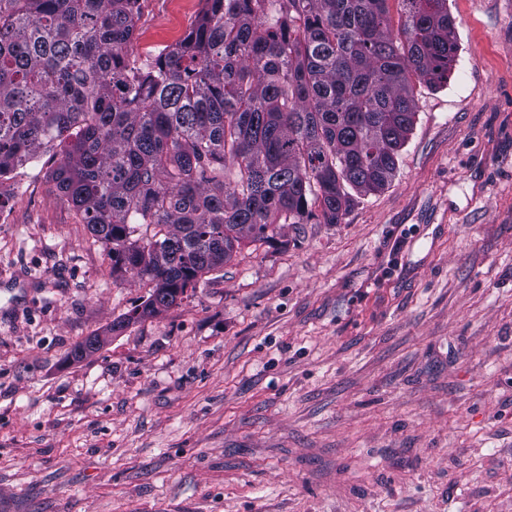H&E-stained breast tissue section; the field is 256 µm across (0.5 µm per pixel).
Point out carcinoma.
<instances>
[{"mask_svg":"<svg viewBox=\"0 0 512 512\" xmlns=\"http://www.w3.org/2000/svg\"><path fill=\"white\" fill-rule=\"evenodd\" d=\"M140 0H0V181L55 148L53 181L155 317L278 224H338L388 185L412 78L448 84L447 0H202L183 40L131 52Z\"/></svg>","mask_w":512,"mask_h":512,"instance_id":"cac0c4a2","label":"carcinoma"}]
</instances>
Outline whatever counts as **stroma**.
<instances>
[{"label":"stroma","instance_id":"stroma-1","mask_svg":"<svg viewBox=\"0 0 512 512\" xmlns=\"http://www.w3.org/2000/svg\"><path fill=\"white\" fill-rule=\"evenodd\" d=\"M201 0H141L144 55ZM392 182L280 224L67 363L152 284L116 274L54 153L0 208V512H512V0H448Z\"/></svg>","mask_w":512,"mask_h":512}]
</instances>
